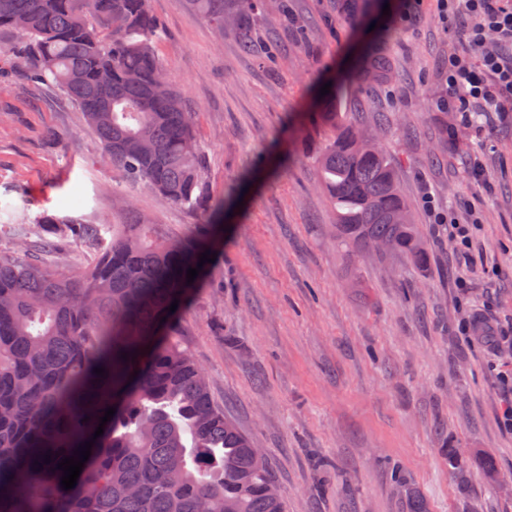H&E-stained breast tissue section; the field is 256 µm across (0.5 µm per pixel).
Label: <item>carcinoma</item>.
<instances>
[{
    "label": "carcinoma",
    "mask_w": 512,
    "mask_h": 512,
    "mask_svg": "<svg viewBox=\"0 0 512 512\" xmlns=\"http://www.w3.org/2000/svg\"><path fill=\"white\" fill-rule=\"evenodd\" d=\"M185 2L220 32L233 20L243 51L258 52L242 16L261 0ZM379 9L378 0L342 4L350 20ZM1 27L26 35L35 79L76 103L129 182L202 206L192 110L166 79L149 0H0ZM390 74L378 47L351 85L323 96L319 117L336 136L318 157L319 183L352 253L384 239L425 268L430 252L389 156L362 146L338 104ZM64 242L93 258L67 272L46 264ZM201 253L159 237L139 214L111 226L45 217L24 254L0 250V512H286L267 463L215 404L203 370L159 333ZM91 440L77 484L63 489L58 463Z\"/></svg>",
    "instance_id": "cac0c4a2"
}]
</instances>
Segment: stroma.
<instances>
[{"label":"stroma","mask_w":512,"mask_h":512,"mask_svg":"<svg viewBox=\"0 0 512 512\" xmlns=\"http://www.w3.org/2000/svg\"><path fill=\"white\" fill-rule=\"evenodd\" d=\"M171 84L195 111L203 194L225 215L129 184L77 105L35 81L22 37L0 29V249L44 214L124 224L127 198L160 234L215 253L164 334L206 373L215 403L261 448L286 512H403L392 468L428 512H512V112H443L442 65L459 45L418 0L412 26L383 37L336 0H263L241 52L184 0H150ZM392 78L346 104L373 126L430 248L421 270L397 254L353 255L316 159L334 133L319 89L373 46ZM469 227L456 250L423 206ZM471 325L461 335V324Z\"/></svg>","instance_id":"35a3bbf8"}]
</instances>
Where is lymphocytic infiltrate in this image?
Masks as SVG:
<instances>
[{
	"mask_svg": "<svg viewBox=\"0 0 512 512\" xmlns=\"http://www.w3.org/2000/svg\"><path fill=\"white\" fill-rule=\"evenodd\" d=\"M441 19L471 51L479 64L452 54L446 63L448 108L466 111L469 101L485 110L512 112V0H439Z\"/></svg>",
	"mask_w": 512,
	"mask_h": 512,
	"instance_id": "f902f5d3",
	"label": "lymphocytic infiltrate"
}]
</instances>
